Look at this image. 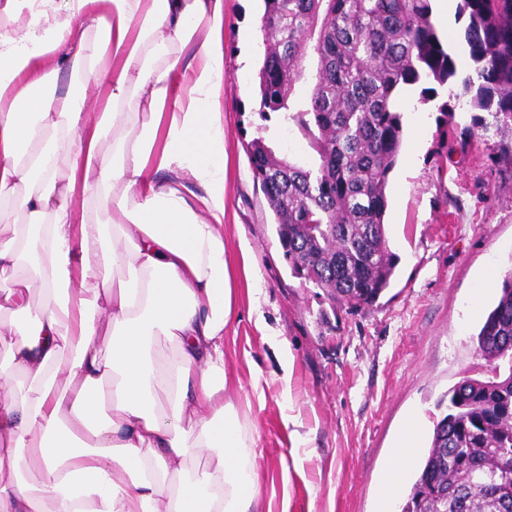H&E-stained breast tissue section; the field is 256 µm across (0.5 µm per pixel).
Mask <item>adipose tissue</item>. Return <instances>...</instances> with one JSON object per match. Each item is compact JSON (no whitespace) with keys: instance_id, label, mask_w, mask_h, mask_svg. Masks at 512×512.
<instances>
[{"instance_id":"ef3b65f1","label":"adipose tissue","mask_w":512,"mask_h":512,"mask_svg":"<svg viewBox=\"0 0 512 512\" xmlns=\"http://www.w3.org/2000/svg\"><path fill=\"white\" fill-rule=\"evenodd\" d=\"M63 72L94 79L95 107ZM223 76L224 0H0V271L20 318L0 326V512H262L256 433L224 399ZM130 106L148 122L106 141ZM89 188L96 224L75 215Z\"/></svg>"}]
</instances>
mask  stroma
Listing matches in <instances>:
<instances>
[{"instance_id": "obj_1", "label": "stroma", "mask_w": 512, "mask_h": 512, "mask_svg": "<svg viewBox=\"0 0 512 512\" xmlns=\"http://www.w3.org/2000/svg\"><path fill=\"white\" fill-rule=\"evenodd\" d=\"M263 10L262 0H224V246L236 263L247 239L260 282L256 291L240 287L239 316L224 336V397L257 431L264 512H382L401 431L419 423L416 454L424 456L449 389L485 375L476 335L512 272V130L488 115L474 121L465 105L447 116V87L427 101L421 86L409 88L387 187L393 282L372 307L339 308L292 275L246 153L261 137L277 156L317 160L292 118L315 84L314 48L287 109L259 110ZM254 303L267 329L250 319ZM257 386L265 405L246 408ZM294 432L303 439L297 448Z\"/></svg>"}]
</instances>
